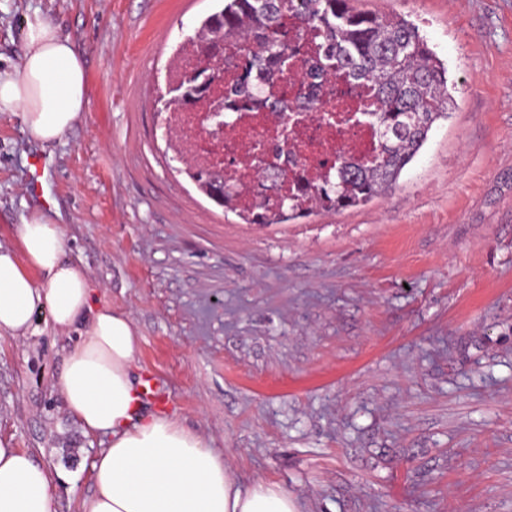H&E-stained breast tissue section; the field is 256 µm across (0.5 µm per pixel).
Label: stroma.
Instances as JSON below:
<instances>
[{
  "instance_id": "1",
  "label": "stroma",
  "mask_w": 512,
  "mask_h": 512,
  "mask_svg": "<svg viewBox=\"0 0 512 512\" xmlns=\"http://www.w3.org/2000/svg\"><path fill=\"white\" fill-rule=\"evenodd\" d=\"M351 6L419 26L455 107L387 195L248 224L185 173L156 105L218 0H0L1 75L37 12L88 83L49 150L0 112V247L58 207L68 259L130 315L161 384L144 412L223 451L238 482L280 484L301 512H512V0ZM34 324L0 333V446L49 467L57 512H84L103 438L55 386L79 332L45 309Z\"/></svg>"
}]
</instances>
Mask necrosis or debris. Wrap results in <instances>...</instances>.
Instances as JSON below:
<instances>
[{"label":"necrosis or debris","mask_w":512,"mask_h":512,"mask_svg":"<svg viewBox=\"0 0 512 512\" xmlns=\"http://www.w3.org/2000/svg\"><path fill=\"white\" fill-rule=\"evenodd\" d=\"M272 92L283 99L286 110L244 112L239 124L217 137L204 132L203 109L168 116L184 156L197 167L223 166L225 179L236 187L239 206L254 209L275 196L274 191L260 189L258 150L269 153L281 147L288 154L287 183L305 187L324 175L337 158L363 160L377 148L374 127L358 117L371 102L368 86L330 75L318 92L320 111L307 114L297 126L289 125L288 116L304 106L307 87L299 69L280 76Z\"/></svg>","instance_id":"obj_1"}]
</instances>
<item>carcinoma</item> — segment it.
Listing matches in <instances>:
<instances>
[{
  "mask_svg": "<svg viewBox=\"0 0 512 512\" xmlns=\"http://www.w3.org/2000/svg\"><path fill=\"white\" fill-rule=\"evenodd\" d=\"M223 7L202 22L189 48L200 52L214 42L230 40L244 33L254 43L243 55L226 60L237 74L227 88L229 98L249 103L264 97L272 100L271 81L288 71L293 52L281 35L288 12L298 18L299 35L319 41L322 53L305 62L303 78L309 90L320 86L334 73L371 87L372 105L364 116L377 127L380 139L376 155L369 161H343L314 186L309 203L293 194L275 207L265 205L251 212L237 207L235 193L224 190L222 207L242 216L250 224H280L289 214L314 210L336 211L386 193L397 183L403 170L428 139L433 123L448 117L452 97L448 92V68L428 46L418 28L399 16L358 12L350 0H222ZM169 90L172 102L194 93L193 86L178 80Z\"/></svg>",
  "mask_w": 512,
  "mask_h": 512,
  "instance_id": "cac0c4a2",
  "label": "carcinoma"
}]
</instances>
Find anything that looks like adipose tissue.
<instances>
[{
  "label": "adipose tissue",
  "instance_id": "1",
  "mask_svg": "<svg viewBox=\"0 0 512 512\" xmlns=\"http://www.w3.org/2000/svg\"><path fill=\"white\" fill-rule=\"evenodd\" d=\"M25 53L0 77V111L22 112L29 138L59 142L87 106L83 62L40 13L27 17ZM19 250L0 248V332L35 334L49 308L56 328L81 326L56 386L85 433L109 438L91 462L85 512H298L293 496L262 479L236 481L223 454L160 413L140 414L139 338L129 314L92 308L85 268L67 260L61 224L42 211L18 227ZM0 512H55L50 471L28 452L0 447Z\"/></svg>",
  "mask_w": 512,
  "mask_h": 512
}]
</instances>
